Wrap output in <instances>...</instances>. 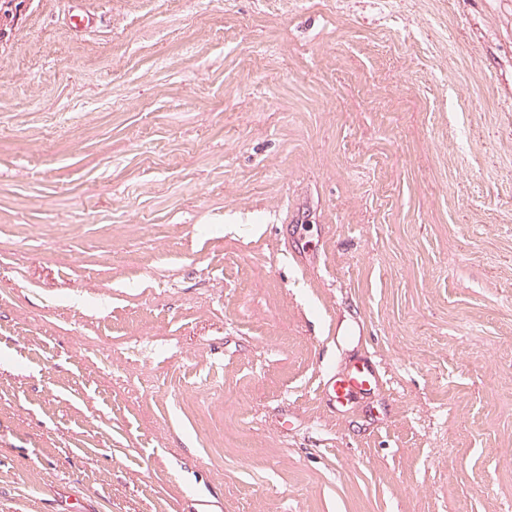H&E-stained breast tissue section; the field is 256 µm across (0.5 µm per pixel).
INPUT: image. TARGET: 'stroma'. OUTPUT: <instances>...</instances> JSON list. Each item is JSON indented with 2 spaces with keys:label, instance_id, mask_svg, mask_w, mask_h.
<instances>
[{
  "label": "stroma",
  "instance_id": "obj_1",
  "mask_svg": "<svg viewBox=\"0 0 512 512\" xmlns=\"http://www.w3.org/2000/svg\"><path fill=\"white\" fill-rule=\"evenodd\" d=\"M12 10L0 512H512V0ZM373 382H376V376L372 365L359 361L345 376L331 382L329 392L336 402L341 403L360 391L369 390Z\"/></svg>",
  "mask_w": 512,
  "mask_h": 512
}]
</instances>
